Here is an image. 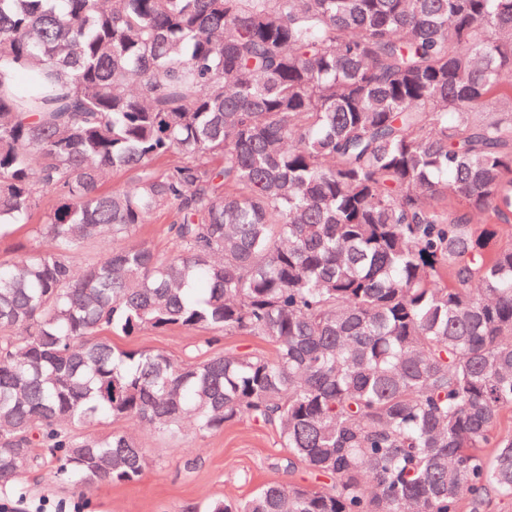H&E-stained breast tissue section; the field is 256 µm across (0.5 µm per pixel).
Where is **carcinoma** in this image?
<instances>
[{
  "label": "carcinoma",
  "mask_w": 512,
  "mask_h": 512,
  "mask_svg": "<svg viewBox=\"0 0 512 512\" xmlns=\"http://www.w3.org/2000/svg\"><path fill=\"white\" fill-rule=\"evenodd\" d=\"M49 193L0 263L1 490L48 459L137 482L133 434L94 424L249 419L330 483L200 512L512 498V0H0V235ZM166 207L161 255L132 235ZM175 328L272 351L103 336ZM55 204L56 199L53 195H45L34 213L32 224H24L10 234L0 237L1 261L14 260L22 253L21 248L29 244L36 224L41 221L43 215L53 208ZM213 334L208 330L199 329L196 331L168 330L165 332H157L145 330L137 336H108L112 345L117 348L126 349H156L166 352L175 358H183L187 354L193 352L194 348L202 343V341ZM271 347L251 336L240 335H221L219 341L215 343L213 350L223 353H240L248 351H264L269 352Z\"/></svg>",
  "instance_id": "carcinoma-1"
}]
</instances>
